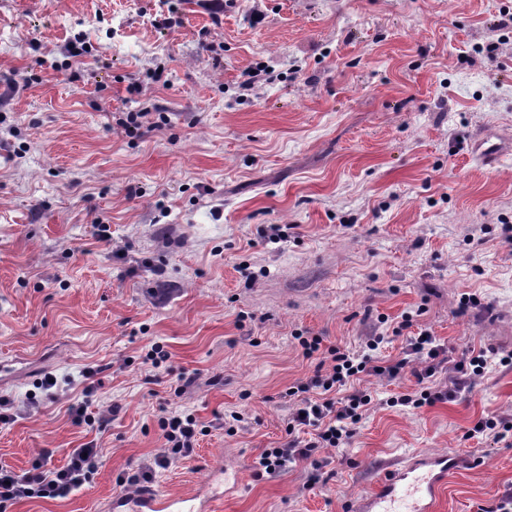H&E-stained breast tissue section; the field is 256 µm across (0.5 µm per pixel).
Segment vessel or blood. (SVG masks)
Here are the masks:
<instances>
[{
	"label": "vessel or blood",
	"mask_w": 512,
	"mask_h": 512,
	"mask_svg": "<svg viewBox=\"0 0 512 512\" xmlns=\"http://www.w3.org/2000/svg\"><path fill=\"white\" fill-rule=\"evenodd\" d=\"M459 458L448 455L419 454L399 468L389 470L374 488L354 505V512H436L448 487ZM212 477L219 482L217 491L196 504L160 497L144 491L135 498L114 499L113 512H214L217 501L235 491L239 479L235 471L217 468Z\"/></svg>",
	"instance_id": "1"
}]
</instances>
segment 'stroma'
Instances as JSON below:
<instances>
[{
    "instance_id": "stroma-1",
    "label": "stroma",
    "mask_w": 512,
    "mask_h": 512,
    "mask_svg": "<svg viewBox=\"0 0 512 512\" xmlns=\"http://www.w3.org/2000/svg\"><path fill=\"white\" fill-rule=\"evenodd\" d=\"M505 15L512 0H0V396L17 415L0 462L25 471L49 450L60 467L88 442L102 455L81 490L0 512L135 496L115 479L163 453L158 421L175 411L206 427L156 472L175 499L222 464L240 477L222 512H348L427 453L462 461L439 512L494 507L512 435L468 432L512 415V365L496 361L418 409L388 400L448 370L362 374L372 402L345 447L316 449L321 470L254 461L317 369L299 336L359 351L381 335L391 360L407 320L453 358L512 351V154L491 172L471 144L512 140ZM258 66L269 80L241 96ZM133 109L138 135L117 124ZM155 343L165 368L143 362ZM174 373L190 380L178 393ZM81 402L96 426L74 423Z\"/></svg>"
}]
</instances>
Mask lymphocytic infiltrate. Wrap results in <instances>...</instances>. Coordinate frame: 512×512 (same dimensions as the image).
<instances>
[{"label":"lymphocytic infiltrate","instance_id":"1","mask_svg":"<svg viewBox=\"0 0 512 512\" xmlns=\"http://www.w3.org/2000/svg\"><path fill=\"white\" fill-rule=\"evenodd\" d=\"M380 342V337H368V351L364 354L335 347L327 349L330 356L327 368L316 370L313 376L292 387L297 404L288 418L287 438L279 447L264 449L259 457L258 464L265 473L275 474L285 470L289 463L309 460L315 449L347 444L355 433L363 408L372 401L370 394L354 385L360 374L371 371L394 380L408 366L410 358L416 357L426 362L425 368L416 374L417 379L422 380L433 376L436 362L444 351L434 335L417 336L410 339L403 357L378 365L371 363L369 353L376 350ZM493 358L507 365L512 363V352L494 347L467 350L452 363L448 386L403 394L396 397L395 402L420 408L451 401L468 386L472 377L484 372ZM159 428L165 441L164 453L142 463L134 474L118 476V486L142 487L152 483L156 469L168 467L193 450L199 434V423L194 415L180 413L161 419ZM308 429L313 430L314 435L306 440L302 434ZM99 462L98 448L89 443L71 449L66 464L60 468L49 466L44 458L22 473L0 464V505L32 498L67 497L90 482Z\"/></svg>","mask_w":512,"mask_h":512}]
</instances>
